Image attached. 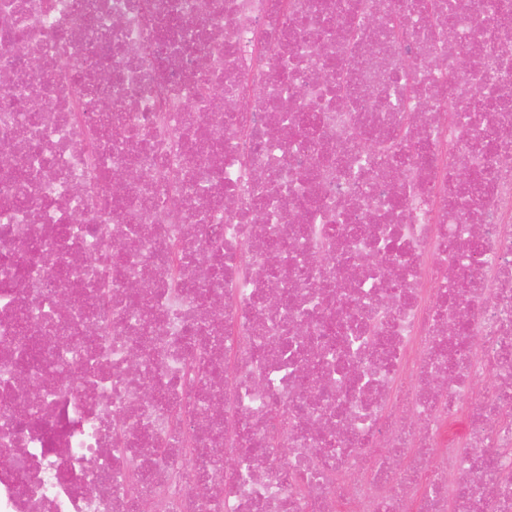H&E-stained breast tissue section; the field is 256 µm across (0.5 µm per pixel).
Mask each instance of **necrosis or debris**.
Listing matches in <instances>:
<instances>
[{"instance_id": "4bbe7bcc", "label": "necrosis or debris", "mask_w": 512, "mask_h": 512, "mask_svg": "<svg viewBox=\"0 0 512 512\" xmlns=\"http://www.w3.org/2000/svg\"><path fill=\"white\" fill-rule=\"evenodd\" d=\"M0 16V512H512V0Z\"/></svg>"}]
</instances>
